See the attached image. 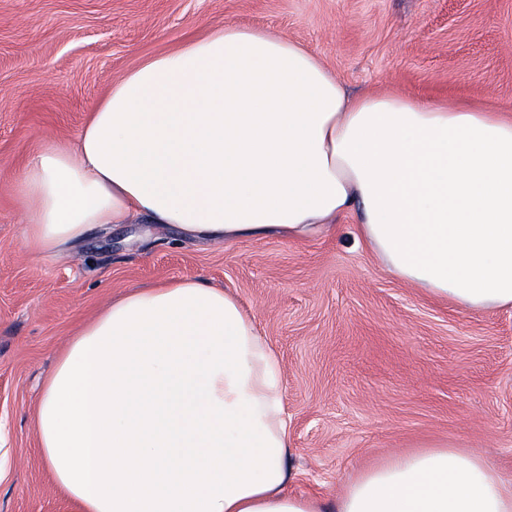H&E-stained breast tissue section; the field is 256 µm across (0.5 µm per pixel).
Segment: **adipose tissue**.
Segmentation results:
<instances>
[{
  "label": "adipose tissue",
  "instance_id": "1",
  "mask_svg": "<svg viewBox=\"0 0 512 512\" xmlns=\"http://www.w3.org/2000/svg\"><path fill=\"white\" fill-rule=\"evenodd\" d=\"M24 247L54 258L139 220L204 241L335 230L351 212L388 272L470 310L512 307V117L350 95L302 43L224 24L148 58L75 143L24 167ZM281 363L233 293L133 288L67 343L36 410L80 512H512L476 452L396 455L333 501L288 494Z\"/></svg>",
  "mask_w": 512,
  "mask_h": 512
}]
</instances>
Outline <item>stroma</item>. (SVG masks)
Listing matches in <instances>:
<instances>
[{"instance_id":"stroma-1","label":"stroma","mask_w":512,"mask_h":512,"mask_svg":"<svg viewBox=\"0 0 512 512\" xmlns=\"http://www.w3.org/2000/svg\"><path fill=\"white\" fill-rule=\"evenodd\" d=\"M225 23L304 44L355 92L512 114V0H0V512H76L38 451L43 380L107 300L182 277L233 291L281 358L290 494L336 497L389 455L444 441L512 485V309L393 277L357 214L308 241L111 224L58 258L22 249L34 151L74 142L140 62Z\"/></svg>"}]
</instances>
